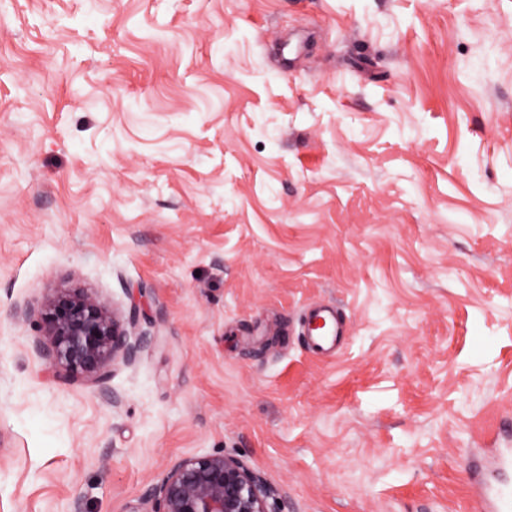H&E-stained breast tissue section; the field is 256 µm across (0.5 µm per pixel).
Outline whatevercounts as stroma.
<instances>
[{"label": "stroma", "instance_id": "stroma-1", "mask_svg": "<svg viewBox=\"0 0 512 512\" xmlns=\"http://www.w3.org/2000/svg\"><path fill=\"white\" fill-rule=\"evenodd\" d=\"M71 286L140 305L98 384L21 314ZM492 441L512 0H0V512H132L205 454L270 512H470ZM319 324H322V330ZM302 333L308 337V344L316 353L334 350L338 336L344 335L342 327L327 306L317 307L306 315Z\"/></svg>", "mask_w": 512, "mask_h": 512}]
</instances>
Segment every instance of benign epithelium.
Listing matches in <instances>:
<instances>
[{
    "label": "benign epithelium",
    "mask_w": 512,
    "mask_h": 512,
    "mask_svg": "<svg viewBox=\"0 0 512 512\" xmlns=\"http://www.w3.org/2000/svg\"><path fill=\"white\" fill-rule=\"evenodd\" d=\"M43 339L35 350L73 380L89 384L131 363L144 340L135 336L138 304L121 316L80 288H59L38 307ZM275 491L244 461L229 455H202L174 461L153 486L149 512H268Z\"/></svg>",
    "instance_id": "7a95c632"
}]
</instances>
